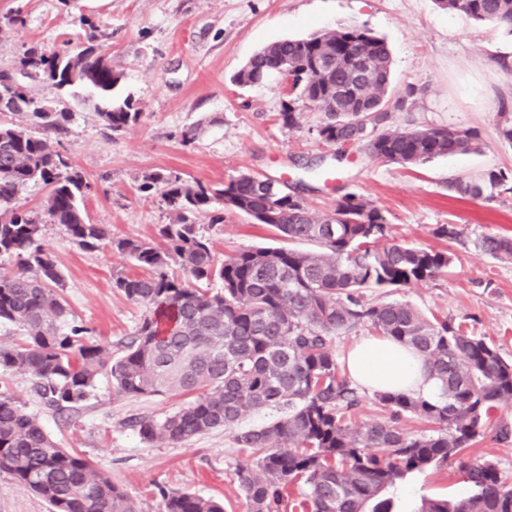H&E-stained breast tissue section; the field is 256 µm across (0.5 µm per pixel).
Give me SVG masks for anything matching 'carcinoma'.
Instances as JSON below:
<instances>
[{
  "label": "carcinoma",
  "mask_w": 512,
  "mask_h": 512,
  "mask_svg": "<svg viewBox=\"0 0 512 512\" xmlns=\"http://www.w3.org/2000/svg\"><path fill=\"white\" fill-rule=\"evenodd\" d=\"M443 10L493 22L512 35V0H435ZM80 50L31 47L27 78L58 90L84 87L104 102L99 116L120 131L139 121L134 100L116 97L121 73L112 69L99 38ZM364 57V75L351 54ZM293 69L292 95L278 120L298 125L305 107L323 113L317 135L326 144L363 143L377 158L401 166L477 152L474 129H426L389 124L414 95L391 86V53L364 27H343L260 49L232 82L258 84L279 76L277 61ZM25 112L26 126L0 125V257L17 271L0 273V323L21 331L22 343L0 347V371L35 378L34 389L57 410L85 401L99 377L128 396L189 397L178 410L132 422L149 444H175L217 429L230 430L250 460L236 475L247 512H403L399 493L418 472L455 461L471 493L423 496L411 512H512V484L492 459L470 462L464 451L492 424L493 411L512 401V364L485 339L446 317L427 316L400 301L367 303V293L409 288L448 272L447 251L397 243L379 211L344 194L333 213L315 215L284 187L271 199L247 177L220 186L189 181L176 170H151L139 190L158 192L172 219L160 224V243L114 238L90 223L81 203L90 185L71 164L59 138L71 112H58L26 93L0 102ZM499 138L512 146V113H499ZM29 184L48 188L44 208L15 205ZM448 191L493 200L512 194V173L490 170L479 179L455 177ZM244 211L292 243L217 256L210 226L224 210ZM47 224L62 226L84 250L110 244L143 273L113 276V287L146 307L134 332L117 350L90 337L63 293V279L42 244ZM312 244L300 251L293 245ZM512 261V237L487 235L478 243ZM200 283L195 288L192 283ZM366 326L414 349L439 384L434 399L378 391L388 417L353 423L362 396L338 366L333 337ZM263 408L277 411L259 427L239 421ZM404 418L428 424L423 433L401 428ZM0 473L45 499L51 512H138L132 499L80 453L60 447L38 419L0 393ZM163 512H224L221 503L184 491L160 490Z\"/></svg>",
  "instance_id": "1"
}]
</instances>
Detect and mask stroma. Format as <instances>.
Listing matches in <instances>:
<instances>
[{"label":"stroma","mask_w":512,"mask_h":512,"mask_svg":"<svg viewBox=\"0 0 512 512\" xmlns=\"http://www.w3.org/2000/svg\"><path fill=\"white\" fill-rule=\"evenodd\" d=\"M16 11L25 24L0 28V70L13 69L33 46L51 49L68 40L73 49L83 48L86 18L111 31L104 52L122 74L116 93L131 96L142 112L139 122L114 133L97 113V95L26 83L36 100L74 114L62 143L92 186L85 199L92 223L117 237L157 244V227L168 223L169 213L158 193L138 189L143 174L157 169L211 185L260 173L287 181L318 214L354 193L379 210L398 242L442 247L453 258L447 275L436 281L373 291L368 301H403L424 314L448 316L512 362V263L475 245L485 235L512 237V195L459 199L446 187L458 176L512 170V146L497 134L501 108H512V36L441 10L433 0H0V18ZM349 25L386 40L396 93L409 85L416 90L412 104L392 112L391 125L473 128L482 139L480 152L403 167L376 158L363 145L342 150L318 138L321 112L304 110L291 129L278 122V78L245 88L231 81L264 45ZM443 224L457 225L459 237H437ZM212 238L222 257L279 243L272 229L232 211ZM43 243L63 277L66 299L95 340L115 346L129 336L145 309L114 288L113 276L137 273V266L108 245L81 249L54 224L45 226ZM0 392L35 415L61 447L108 475L139 512H161L164 489L219 500L224 512H246L236 476L246 455L231 431L149 445L129 427V419L177 409L182 397L123 396L103 377L78 408L57 411L37 396L29 375L16 372H0ZM466 455L474 462L495 460L512 483V438L501 441L485 432ZM469 492L451 464L412 475L401 497L409 510L424 496Z\"/></svg>","instance_id":"stroma-1"}]
</instances>
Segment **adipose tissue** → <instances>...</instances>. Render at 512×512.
<instances>
[{"mask_svg":"<svg viewBox=\"0 0 512 512\" xmlns=\"http://www.w3.org/2000/svg\"><path fill=\"white\" fill-rule=\"evenodd\" d=\"M346 363L352 378L370 389L425 397L438 391L419 356L392 340L363 341L348 352Z\"/></svg>","mask_w":512,"mask_h":512,"instance_id":"obj_1","label":"adipose tissue"}]
</instances>
